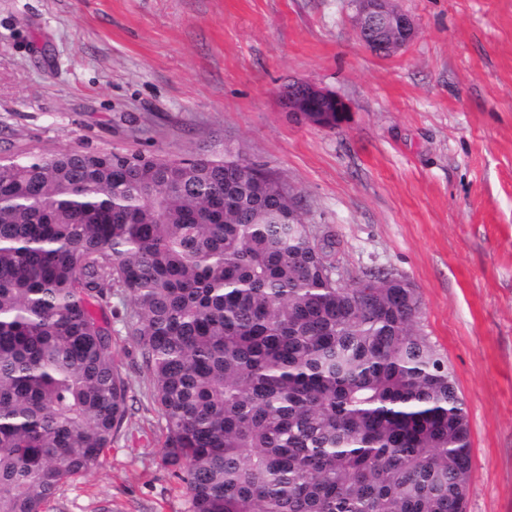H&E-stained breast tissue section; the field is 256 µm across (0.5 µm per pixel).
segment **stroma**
Returning a JSON list of instances; mask_svg holds the SVG:
<instances>
[{"label":"stroma","mask_w":512,"mask_h":512,"mask_svg":"<svg viewBox=\"0 0 512 512\" xmlns=\"http://www.w3.org/2000/svg\"><path fill=\"white\" fill-rule=\"evenodd\" d=\"M416 26L370 53L350 0H0V157L65 150L265 165L335 235L344 284L408 279L470 425L466 512H512V0H395ZM306 80L349 106L287 112ZM131 409L48 512H188L165 420L113 320ZM324 99L336 101V112H348L346 103L340 97L308 81L289 84L283 95L285 107L296 118L322 127L314 123L308 115V112H315L313 116L316 118V122L322 123L328 128L339 127L338 123L341 118L333 111L331 105L328 106V112L320 111L319 105Z\"/></svg>","instance_id":"obj_1"}]
</instances>
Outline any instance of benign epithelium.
Wrapping results in <instances>:
<instances>
[{"mask_svg":"<svg viewBox=\"0 0 512 512\" xmlns=\"http://www.w3.org/2000/svg\"><path fill=\"white\" fill-rule=\"evenodd\" d=\"M353 5L357 37L371 52L391 55L413 40L412 20L394 8L391 0H353ZM325 99L336 101V111H348L340 97L308 81L288 85L283 95L288 111L308 123L312 122L309 113L320 111L319 105Z\"/></svg>","mask_w":512,"mask_h":512,"instance_id":"7a95c632","label":"benign epithelium"}]
</instances>
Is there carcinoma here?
I'll return each mask as SVG.
<instances>
[{
    "instance_id": "cac0c4a2",
    "label": "carcinoma",
    "mask_w": 512,
    "mask_h": 512,
    "mask_svg": "<svg viewBox=\"0 0 512 512\" xmlns=\"http://www.w3.org/2000/svg\"><path fill=\"white\" fill-rule=\"evenodd\" d=\"M231 151L0 159V512H45L128 415L112 296L188 512H465L470 429L417 289Z\"/></svg>"
}]
</instances>
